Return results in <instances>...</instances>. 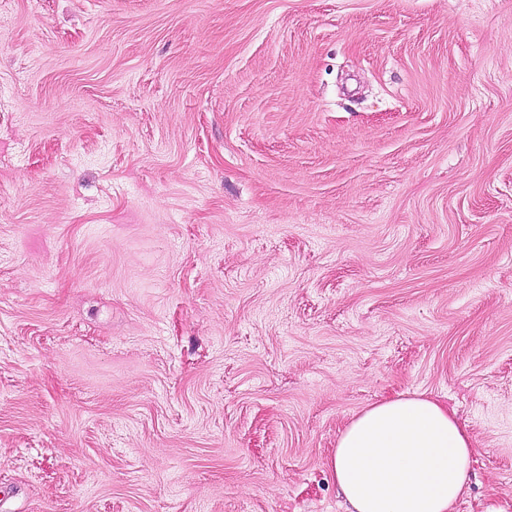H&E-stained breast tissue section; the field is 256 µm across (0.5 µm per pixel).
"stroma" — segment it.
<instances>
[{
    "label": "stroma",
    "instance_id": "1",
    "mask_svg": "<svg viewBox=\"0 0 512 512\" xmlns=\"http://www.w3.org/2000/svg\"><path fill=\"white\" fill-rule=\"evenodd\" d=\"M414 392L512 512V0H0V512H347Z\"/></svg>",
    "mask_w": 512,
    "mask_h": 512
}]
</instances>
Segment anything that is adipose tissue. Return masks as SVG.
Here are the masks:
<instances>
[{
  "label": "adipose tissue",
  "mask_w": 512,
  "mask_h": 512,
  "mask_svg": "<svg viewBox=\"0 0 512 512\" xmlns=\"http://www.w3.org/2000/svg\"><path fill=\"white\" fill-rule=\"evenodd\" d=\"M455 412L416 393L377 402L341 430L331 475L350 512H452L472 466Z\"/></svg>",
  "instance_id": "adipose-tissue-1"
}]
</instances>
